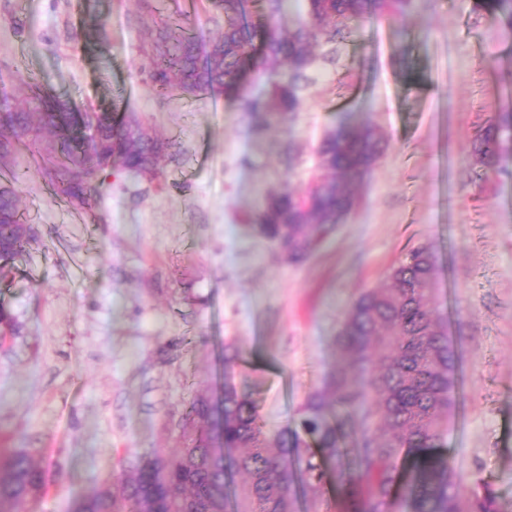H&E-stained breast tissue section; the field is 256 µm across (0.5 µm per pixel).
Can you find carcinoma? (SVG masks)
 Instances as JSON below:
<instances>
[{
	"label": "carcinoma",
	"instance_id": "cac0c4a2",
	"mask_svg": "<svg viewBox=\"0 0 512 512\" xmlns=\"http://www.w3.org/2000/svg\"><path fill=\"white\" fill-rule=\"evenodd\" d=\"M224 15V33L214 43L157 30L150 68L152 83L183 94L224 93L260 112L266 127L299 110L320 62H337V44L371 18L404 14L411 0H310L306 20L285 33L273 19L286 0H264L263 20H254L251 0H211ZM478 7L512 33V0H479ZM322 48L319 56L312 46ZM288 63V75L272 84L262 108L242 85L249 69L265 73ZM51 134L30 135L32 116ZM136 118L116 112H76L44 88L32 90L28 110L0 104V159L29 151L45 179L72 206L95 204L92 183L114 163L149 172L167 145L143 128L128 135ZM512 148V111L497 112L473 143L476 163L495 168ZM382 136L366 124L341 125L327 133L318 157L329 176L302 194L288 189L266 198L259 233L294 263L309 256L327 225L352 208L351 187L379 157ZM14 179L0 181V268L29 246ZM437 261L420 246L388 278L360 294L348 309L336 344L344 361L330 393L309 394L298 426L269 433L257 402L224 383L215 404L191 405L188 444L154 453L83 495L76 512H227L226 477L244 475L233 493V512H296L303 496L308 512H334L327 478L336 472L342 512H498L491 488L474 482L464 491L454 462L441 448L455 405L459 357L435 307ZM43 473L26 452L0 449V512H22L37 496Z\"/></svg>",
	"mask_w": 512,
	"mask_h": 512
}]
</instances>
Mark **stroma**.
<instances>
[{
  "instance_id": "obj_1",
  "label": "stroma",
  "mask_w": 512,
  "mask_h": 512,
  "mask_svg": "<svg viewBox=\"0 0 512 512\" xmlns=\"http://www.w3.org/2000/svg\"><path fill=\"white\" fill-rule=\"evenodd\" d=\"M167 23L206 42L224 31L209 0H0L14 107L39 81L72 107L133 113L168 144L154 174L108 168L90 210L59 199L26 155L0 161L33 229L0 271V445L44 472L24 512H71L120 468L182 447L228 343L268 429L296 427L340 362L350 303L422 245L460 356L446 446L512 512V156L481 171L472 159L478 127L512 106V38L476 0H413L363 21L336 66L314 65L299 111L258 133L236 98L152 84L151 34ZM347 120L386 148L336 230L290 262L256 217L271 193L323 177L320 142Z\"/></svg>"
}]
</instances>
